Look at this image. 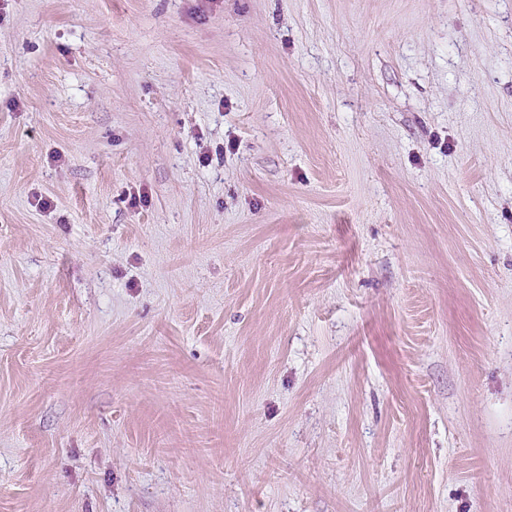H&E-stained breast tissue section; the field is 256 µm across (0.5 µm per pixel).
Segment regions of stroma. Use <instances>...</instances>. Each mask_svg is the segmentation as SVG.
I'll list each match as a JSON object with an SVG mask.
<instances>
[{"mask_svg": "<svg viewBox=\"0 0 512 512\" xmlns=\"http://www.w3.org/2000/svg\"><path fill=\"white\" fill-rule=\"evenodd\" d=\"M0 512H512V0H0Z\"/></svg>", "mask_w": 512, "mask_h": 512, "instance_id": "1", "label": "stroma"}]
</instances>
